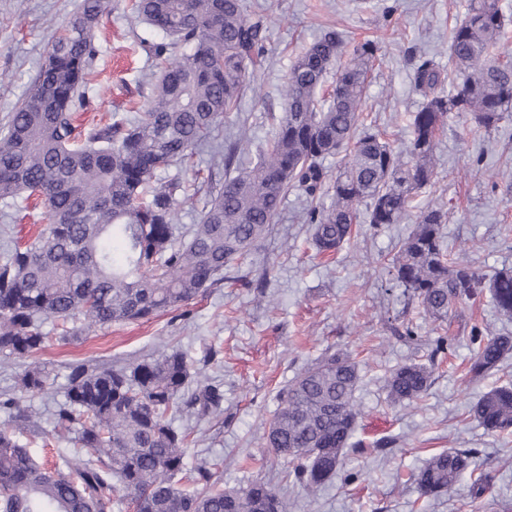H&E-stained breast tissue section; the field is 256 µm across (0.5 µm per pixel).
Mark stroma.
<instances>
[{
    "label": "stroma",
    "mask_w": 512,
    "mask_h": 512,
    "mask_svg": "<svg viewBox=\"0 0 512 512\" xmlns=\"http://www.w3.org/2000/svg\"><path fill=\"white\" fill-rule=\"evenodd\" d=\"M81 0H0V118L14 111L42 65L54 35ZM248 13L266 16V54L257 72V95H245L224 117L225 132L245 129L252 143L268 140L273 118L282 111V92L298 53L324 26L343 30L350 40L377 39L381 59L365 94L369 122L389 139L406 138L409 114L421 97L412 75L429 56L452 70L448 34L463 18L465 0H245ZM165 34L141 24L130 0H112L95 43L94 81L82 125L107 123L142 105L152 91L151 62L144 43ZM437 176L418 190L415 208L448 213L442 233L452 257L471 262L481 273L512 269V121L485 132L470 115L449 113L437 134ZM224 180V167L210 153L196 155L193 168L173 166L161 180L179 179L187 198L177 223H197L206 197L197 176ZM306 200L291 191L271 230L223 281L190 305L148 320L113 324L61 340L60 322L44 328L55 341L38 359L53 380L29 404L50 418L63 400L70 365L108 367L180 349L194 368L224 391L219 416L199 421L176 419L190 427L189 464L212 463L225 488L255 480L287 492L292 512H512V435L484 430L469 415L470 405L492 387L512 382V356L499 371L481 379L468 373L474 344L472 328L512 333V319L496 312L489 294L458 302L452 310L448 347L435 352L434 321L409 304L388 272L387 260L414 229L412 219L371 229L356 221L350 243L332 256L318 255L304 221ZM25 217L9 223L0 215V244L34 239L47 222L39 200L22 204ZM413 324L418 339L399 332ZM329 350L347 352L361 380L356 398L362 415L356 439L335 478L316 497L286 480V460L276 458L263 440L264 426L277 408V392L308 364ZM415 361L432 370L426 395L410 404L391 405L386 380L398 365ZM469 450L490 479L483 497L467 495L466 485L435 500L424 498L412 476L436 453Z\"/></svg>",
    "instance_id": "stroma-1"
}]
</instances>
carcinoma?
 Here are the masks:
<instances>
[{
	"instance_id": "obj_1",
	"label": "carcinoma",
	"mask_w": 512,
	"mask_h": 512,
	"mask_svg": "<svg viewBox=\"0 0 512 512\" xmlns=\"http://www.w3.org/2000/svg\"><path fill=\"white\" fill-rule=\"evenodd\" d=\"M111 11L112 0H82L20 106L0 125V203L10 209L20 194L36 195L50 217L33 241L0 249V355L26 363L19 383L27 396L50 385L34 360L53 341L45 320L80 321L65 340L188 306L224 271L240 267L294 188L308 203L315 250L334 254L350 241L357 215L374 228L409 216L413 192L434 182L436 138L448 113L468 114L486 131L512 117V63L490 58L507 25L500 0H467L448 39L452 71L419 60L413 83L422 101L410 113L409 139L397 147L362 118L378 43L347 50L345 33L328 30L292 63L282 116L254 159H243L241 137L217 151L224 183L209 188L198 222L183 231L176 224L182 185L157 173L191 162L214 142L224 113L257 92L251 78L263 60L266 23L248 17L244 0H133L137 17L187 51L173 57L165 43L145 45L158 75L142 111L80 128L76 112L90 90L94 32ZM340 154L343 167L329 181L324 162ZM446 223L441 209L414 215L413 232L388 259L396 283L444 332L454 304L485 290L497 312L512 318V271L482 274L450 258ZM510 354L512 336L489 334L469 374L490 373ZM359 382L348 354L327 351L278 391L266 445L293 464L295 482L310 496L358 446ZM430 385L429 368L404 363L386 380L387 398L413 402ZM223 401L219 386L193 380L177 350L120 370L73 365L51 418L73 448L61 451L53 470L22 440L36 426V411L0 401L11 411L0 423V512H112L118 493L137 512H291L288 498L264 482L226 490L207 465L189 466L188 432L173 425L175 417L200 420L220 412ZM469 413L488 432L512 431V385L492 388ZM470 466V452L443 451L414 481L423 495L438 497ZM183 479L190 488L178 486Z\"/></svg>"
}]
</instances>
